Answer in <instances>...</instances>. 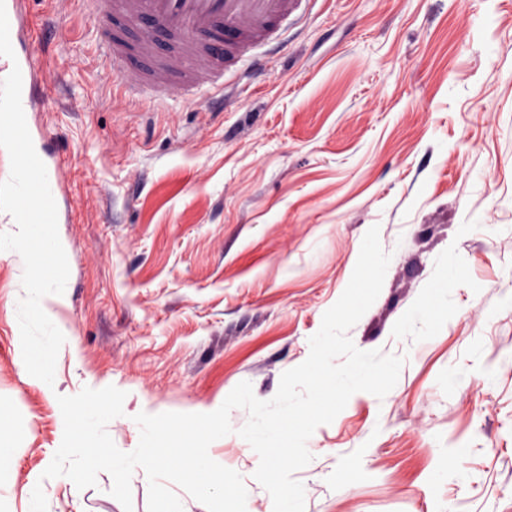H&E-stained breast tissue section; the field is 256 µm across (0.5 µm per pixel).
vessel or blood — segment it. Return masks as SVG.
I'll return each instance as SVG.
<instances>
[{"label": "vessel or blood", "mask_w": 512, "mask_h": 512, "mask_svg": "<svg viewBox=\"0 0 512 512\" xmlns=\"http://www.w3.org/2000/svg\"><path fill=\"white\" fill-rule=\"evenodd\" d=\"M100 20L99 44L123 93L166 95L220 92L224 75L258 46L277 39L281 23L303 0H86ZM21 0H5L14 58L0 56V73L20 68L22 105L31 111L43 89L35 80L34 41H23Z\"/></svg>", "instance_id": "obj_1"}]
</instances>
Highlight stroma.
Returning a JSON list of instances; mask_svg holds the SVG:
<instances>
[{"instance_id": "35a3bbf8", "label": "stroma", "mask_w": 512, "mask_h": 512, "mask_svg": "<svg viewBox=\"0 0 512 512\" xmlns=\"http://www.w3.org/2000/svg\"><path fill=\"white\" fill-rule=\"evenodd\" d=\"M302 10L225 75L213 112L176 89L121 97L79 0H23L45 87L28 127L70 274L49 306L65 342L48 392L23 368V260L0 251V444L16 451L0 512H25L36 481L47 512H127L108 473L43 479L58 396L124 391L107 425L121 450L141 412L209 413L243 381L273 398L374 226L391 261L348 335L405 363L384 404L359 393L316 428L295 474L305 512H512V0ZM209 452L271 512L243 442Z\"/></svg>"}]
</instances>
